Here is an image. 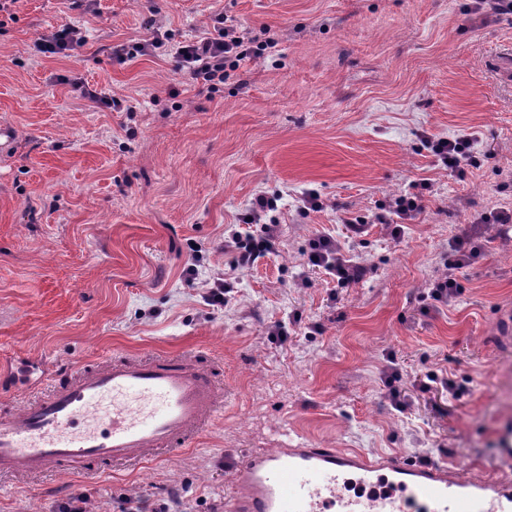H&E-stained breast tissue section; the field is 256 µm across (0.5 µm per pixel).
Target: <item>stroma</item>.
Masks as SVG:
<instances>
[{
    "label": "stroma",
    "mask_w": 512,
    "mask_h": 512,
    "mask_svg": "<svg viewBox=\"0 0 512 512\" xmlns=\"http://www.w3.org/2000/svg\"><path fill=\"white\" fill-rule=\"evenodd\" d=\"M16 0L0 22V122L17 133L0 155V373L31 360L104 366L144 353L191 354L224 388V408L191 447L138 470L0 482V512H85L138 503L216 512L247 454L284 445L436 462L475 478L512 443V349L497 338L512 308V245L489 225L463 293L424 297L480 214L512 211V18L469 0ZM273 54L208 92L176 67L175 43L216 16ZM68 25L71 57L43 58L39 33ZM157 32L150 57L111 46ZM80 77L121 100L81 98ZM475 136L463 172L423 142ZM427 183L424 210L393 241L382 203ZM319 212L300 213L303 191ZM259 193L278 196L277 252L230 271L224 233ZM371 226L351 240L345 219ZM333 231L369 267L351 288L297 279L309 238ZM224 307L206 296L226 272ZM287 323L285 345L267 327ZM410 402L381 394L387 353ZM460 386L422 390L428 373Z\"/></svg>",
    "instance_id": "1"
}]
</instances>
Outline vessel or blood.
<instances>
[{
    "mask_svg": "<svg viewBox=\"0 0 512 512\" xmlns=\"http://www.w3.org/2000/svg\"><path fill=\"white\" fill-rule=\"evenodd\" d=\"M224 407L212 371L189 356L121 357L84 366L0 410V480L138 466L184 448ZM378 495L343 494L346 477ZM229 512H512V474L479 481L439 464L338 448H276L236 467Z\"/></svg>",
    "mask_w": 512,
    "mask_h": 512,
    "instance_id": "vessel-or-blood-1",
    "label": "vessel or blood"
}]
</instances>
